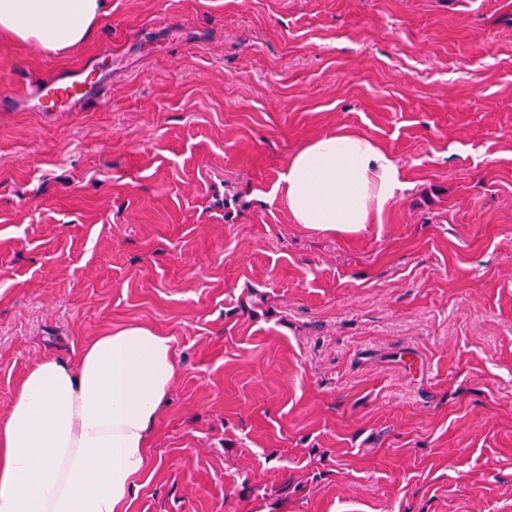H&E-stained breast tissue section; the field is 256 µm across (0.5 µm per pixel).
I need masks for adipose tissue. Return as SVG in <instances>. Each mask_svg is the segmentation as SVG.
I'll list each match as a JSON object with an SVG mask.
<instances>
[{"instance_id": "ef3b65f1", "label": "adipose tissue", "mask_w": 512, "mask_h": 512, "mask_svg": "<svg viewBox=\"0 0 512 512\" xmlns=\"http://www.w3.org/2000/svg\"><path fill=\"white\" fill-rule=\"evenodd\" d=\"M103 7L0 0V33L70 50ZM404 187L392 155L348 132L307 143L278 182L294 223L330 234L373 223ZM175 374L170 337L137 323L94 337L75 362L32 367L0 421V512H125Z\"/></svg>"}]
</instances>
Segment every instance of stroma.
<instances>
[{
	"label": "stroma",
	"mask_w": 512,
	"mask_h": 512,
	"mask_svg": "<svg viewBox=\"0 0 512 512\" xmlns=\"http://www.w3.org/2000/svg\"><path fill=\"white\" fill-rule=\"evenodd\" d=\"M96 65L46 112L29 85ZM352 132L380 221L276 185ZM131 323L176 376L126 512H512V0H107L0 35V419L25 371ZM102 0H0V33L57 52L82 44L103 14ZM405 187L392 155L348 132L307 143L292 156L277 185L294 223L330 234L380 220Z\"/></svg>",
	"instance_id": "stroma-1"
}]
</instances>
